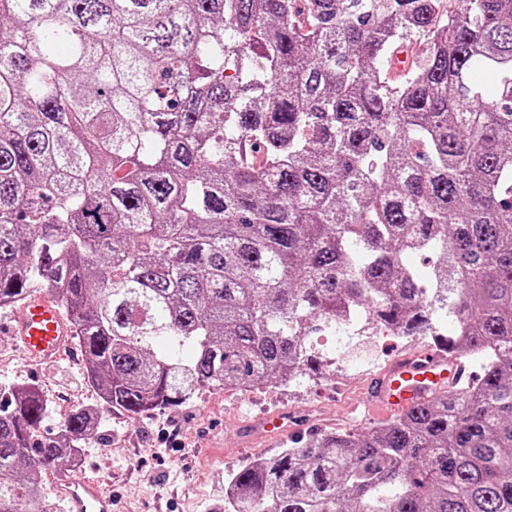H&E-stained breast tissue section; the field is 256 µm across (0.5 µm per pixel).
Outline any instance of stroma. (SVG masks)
<instances>
[{
    "label": "stroma",
    "mask_w": 512,
    "mask_h": 512,
    "mask_svg": "<svg viewBox=\"0 0 512 512\" xmlns=\"http://www.w3.org/2000/svg\"><path fill=\"white\" fill-rule=\"evenodd\" d=\"M8 316L0 310V381L39 387L49 401L52 427L72 408L96 403L81 356L26 362L8 329ZM432 346L420 337L384 336L362 352L377 358L376 366L343 371L318 386L291 392L274 386L252 399L212 386L181 406L137 420L108 413L105 432L86 438L71 475L101 479L117 512H224L229 475L255 457L287 447L289 437L363 430L389 420V413L366 403L368 382L382 376L399 355ZM277 414L287 415L289 435L271 442L260 425Z\"/></svg>",
    "instance_id": "obj_1"
}]
</instances>
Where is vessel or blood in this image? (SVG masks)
<instances>
[{
    "instance_id": "1",
    "label": "vessel or blood",
    "mask_w": 512,
    "mask_h": 512,
    "mask_svg": "<svg viewBox=\"0 0 512 512\" xmlns=\"http://www.w3.org/2000/svg\"><path fill=\"white\" fill-rule=\"evenodd\" d=\"M10 329L23 357L33 363L63 358L72 346L69 318L46 293L29 291L13 310ZM463 365L444 351H425L398 358L367 390L368 399L397 413L407 412L435 394L454 391ZM51 491L63 512H114L113 500L95 478L58 476Z\"/></svg>"
}]
</instances>
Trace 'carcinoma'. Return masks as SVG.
Listing matches in <instances>:
<instances>
[{
	"label": "carcinoma",
	"mask_w": 512,
	"mask_h": 512,
	"mask_svg": "<svg viewBox=\"0 0 512 512\" xmlns=\"http://www.w3.org/2000/svg\"><path fill=\"white\" fill-rule=\"evenodd\" d=\"M0 16V308L49 293L101 406L57 437L36 388L0 382V512H45L43 468L104 410L324 381L343 360L318 338L356 323L443 341L481 375L243 466L224 512H512V0Z\"/></svg>",
	"instance_id": "carcinoma-1"
}]
</instances>
